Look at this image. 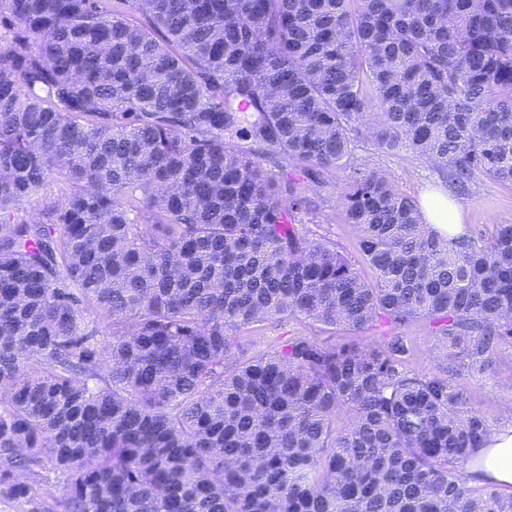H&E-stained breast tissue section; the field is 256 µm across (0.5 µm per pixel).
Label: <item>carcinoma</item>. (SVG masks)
I'll list each match as a JSON object with an SVG mask.
<instances>
[{"mask_svg": "<svg viewBox=\"0 0 512 512\" xmlns=\"http://www.w3.org/2000/svg\"><path fill=\"white\" fill-rule=\"evenodd\" d=\"M357 138L512 184V0H0L1 498L47 466L61 512H512L467 475L512 224L430 230ZM284 161L348 171L371 277ZM268 319L424 320L445 367L398 334L230 355Z\"/></svg>", "mask_w": 512, "mask_h": 512, "instance_id": "carcinoma-1", "label": "carcinoma"}]
</instances>
